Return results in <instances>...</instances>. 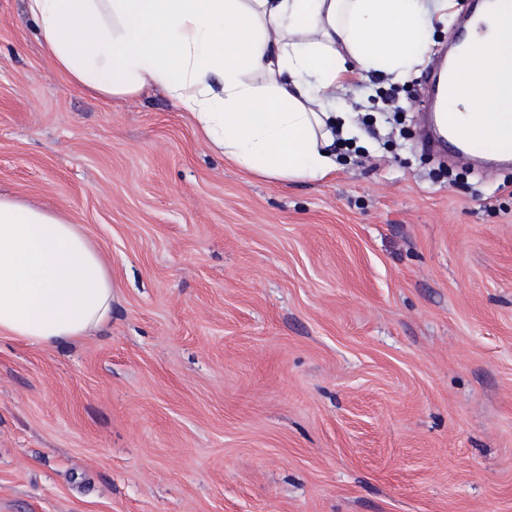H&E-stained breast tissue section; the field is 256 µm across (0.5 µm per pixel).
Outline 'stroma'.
<instances>
[{"label": "stroma", "mask_w": 512, "mask_h": 512, "mask_svg": "<svg viewBox=\"0 0 512 512\" xmlns=\"http://www.w3.org/2000/svg\"><path fill=\"white\" fill-rule=\"evenodd\" d=\"M424 73L343 84L362 149L287 182L0 0V194L112 268L94 335L0 337V512H512V161L424 151Z\"/></svg>", "instance_id": "obj_1"}]
</instances>
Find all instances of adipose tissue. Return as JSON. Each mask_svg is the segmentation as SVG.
Listing matches in <instances>:
<instances>
[{
    "label": "adipose tissue",
    "mask_w": 512,
    "mask_h": 512,
    "mask_svg": "<svg viewBox=\"0 0 512 512\" xmlns=\"http://www.w3.org/2000/svg\"><path fill=\"white\" fill-rule=\"evenodd\" d=\"M456 0H26L56 68L106 98L163 89L241 169L317 181L336 169L329 93L377 70L405 77ZM444 103L463 140L512 152V0L474 21ZM112 313L103 253L59 211L0 195V335L41 346L92 335Z\"/></svg>",
    "instance_id": "adipose-tissue-1"
}]
</instances>
